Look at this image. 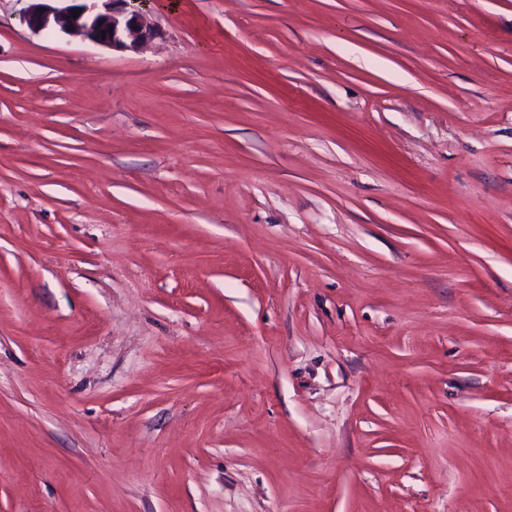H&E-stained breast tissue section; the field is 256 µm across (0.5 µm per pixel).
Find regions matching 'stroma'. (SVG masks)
<instances>
[{
    "label": "stroma",
    "mask_w": 512,
    "mask_h": 512,
    "mask_svg": "<svg viewBox=\"0 0 512 512\" xmlns=\"http://www.w3.org/2000/svg\"><path fill=\"white\" fill-rule=\"evenodd\" d=\"M0 0V512H512V0ZM21 1L27 2L22 21L38 33H61L119 51H138L158 34L142 11L131 6L133 0ZM76 9L81 12L74 18Z\"/></svg>",
    "instance_id": "stroma-1"
}]
</instances>
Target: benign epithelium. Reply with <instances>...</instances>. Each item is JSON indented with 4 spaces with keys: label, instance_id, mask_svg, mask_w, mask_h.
I'll return each mask as SVG.
<instances>
[{
    "label": "benign epithelium",
    "instance_id": "obj_1",
    "mask_svg": "<svg viewBox=\"0 0 512 512\" xmlns=\"http://www.w3.org/2000/svg\"><path fill=\"white\" fill-rule=\"evenodd\" d=\"M22 21L34 32L61 33L119 51H137L157 36L130 0H25ZM80 10L73 15L74 10Z\"/></svg>",
    "mask_w": 512,
    "mask_h": 512
}]
</instances>
